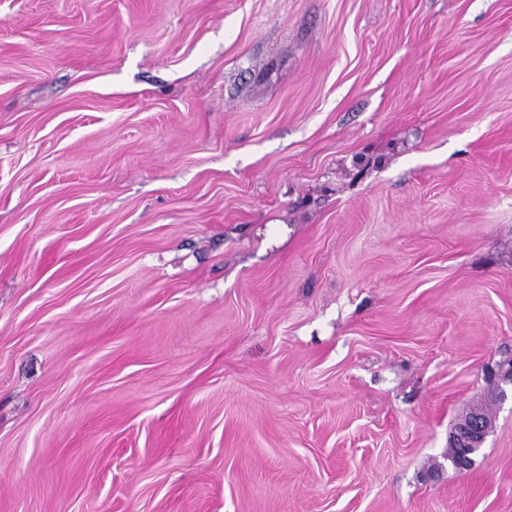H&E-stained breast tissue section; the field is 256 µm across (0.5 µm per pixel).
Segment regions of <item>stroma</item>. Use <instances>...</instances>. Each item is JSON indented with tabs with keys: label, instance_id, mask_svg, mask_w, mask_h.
I'll use <instances>...</instances> for the list:
<instances>
[{
	"label": "stroma",
	"instance_id": "stroma-1",
	"mask_svg": "<svg viewBox=\"0 0 512 512\" xmlns=\"http://www.w3.org/2000/svg\"><path fill=\"white\" fill-rule=\"evenodd\" d=\"M509 362L512 0H0V512H512ZM484 416L487 414L481 407H474L451 432L449 440L457 448V453L450 461L455 467L464 468L470 454L482 447L491 429V424L484 423Z\"/></svg>",
	"mask_w": 512,
	"mask_h": 512
}]
</instances>
